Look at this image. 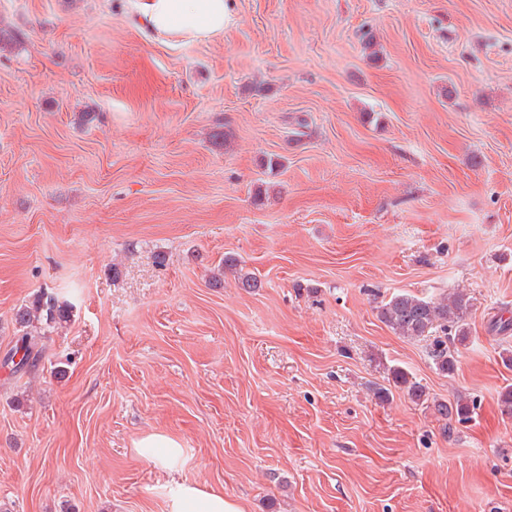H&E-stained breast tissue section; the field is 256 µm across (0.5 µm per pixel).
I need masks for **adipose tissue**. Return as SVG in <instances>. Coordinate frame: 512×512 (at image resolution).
<instances>
[{
	"mask_svg": "<svg viewBox=\"0 0 512 512\" xmlns=\"http://www.w3.org/2000/svg\"><path fill=\"white\" fill-rule=\"evenodd\" d=\"M227 0H139L135 24L159 41L208 42L224 33ZM171 512H243L223 489L184 484L171 491Z\"/></svg>",
	"mask_w": 512,
	"mask_h": 512,
	"instance_id": "1",
	"label": "adipose tissue"
}]
</instances>
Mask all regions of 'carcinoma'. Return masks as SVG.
Wrapping results in <instances>:
<instances>
[{
  "label": "carcinoma",
  "mask_w": 512,
  "mask_h": 512,
  "mask_svg": "<svg viewBox=\"0 0 512 512\" xmlns=\"http://www.w3.org/2000/svg\"><path fill=\"white\" fill-rule=\"evenodd\" d=\"M472 307V297L465 288H454L439 298L429 300L404 292L381 301L377 315L396 335L425 342L431 364L437 371L448 374L456 365V345H462L469 339L466 319ZM69 318L67 302L52 292L41 291L31 302L17 309L15 325L18 339L0 363L12 366L15 372L36 369L42 359L41 338ZM388 375L393 385L405 391L411 399L425 400L424 387L404 369L390 367ZM434 408L442 418L463 424L472 420L475 400L459 398L452 405L437 403Z\"/></svg>",
  "instance_id": "carcinoma-1"
}]
</instances>
